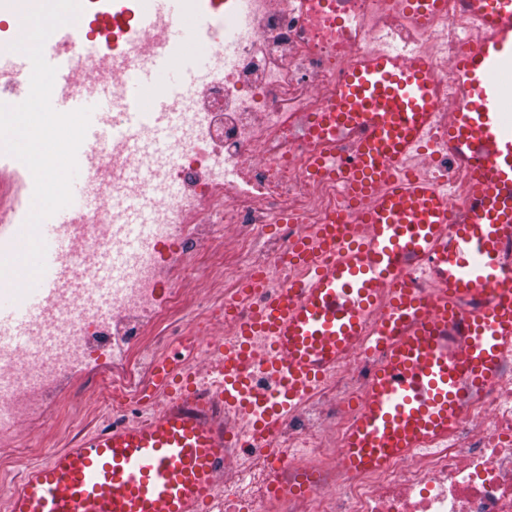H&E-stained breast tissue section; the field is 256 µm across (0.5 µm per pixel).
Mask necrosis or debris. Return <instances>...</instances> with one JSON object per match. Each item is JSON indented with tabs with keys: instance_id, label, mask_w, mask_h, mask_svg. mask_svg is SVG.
Listing matches in <instances>:
<instances>
[{
	"instance_id": "4bbe7bcc",
	"label": "necrosis or debris",
	"mask_w": 512,
	"mask_h": 512,
	"mask_svg": "<svg viewBox=\"0 0 512 512\" xmlns=\"http://www.w3.org/2000/svg\"><path fill=\"white\" fill-rule=\"evenodd\" d=\"M402 2L189 0L191 12L237 22L233 50L224 52L223 36H212L211 79L181 102L163 160L133 184L112 182L114 200L133 194L156 203L134 251L125 250L127 226L117 208L90 212L69 231L72 253L85 265L96 259L85 236L90 224L111 237L113 252L124 253L111 303L64 289L46 312V328L62 338L46 359L31 361L20 348L0 345L1 460L21 461V426L41 423L67 386L101 398L102 411L90 416L95 428L145 420L164 401L158 374L174 346L227 443L210 512H512V356L462 409L447 438L364 472L345 466L341 437L359 413L380 351L350 352L266 433L247 422L279 399L281 382L254 364L239 390L215 362L253 308L297 280L295 240L331 211L355 209L336 183L309 171L318 150L310 129L347 64L392 37L452 80L456 50L471 35L454 0L421 27L399 13ZM89 3L111 22L66 53L78 60L79 78L108 68L122 85L132 62L149 60L164 41L166 27L134 44L124 18L141 0ZM437 121V134L409 168L447 186L456 211L465 186L443 147L447 112Z\"/></svg>"
}]
</instances>
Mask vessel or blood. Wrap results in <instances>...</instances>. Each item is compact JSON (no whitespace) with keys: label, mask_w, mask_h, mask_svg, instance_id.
<instances>
[{"label":"vessel or blood","mask_w":512,"mask_h":512,"mask_svg":"<svg viewBox=\"0 0 512 512\" xmlns=\"http://www.w3.org/2000/svg\"><path fill=\"white\" fill-rule=\"evenodd\" d=\"M457 7L476 36L453 61L455 95L420 55L378 50L357 56L344 70L312 129L324 145L312 170L335 180L361 208L350 217L332 213L298 246L307 256L301 276L254 311L249 327L268 336L271 368H285L288 392L299 396L359 345L368 321L376 322L377 335L388 339L384 363L341 441L345 463L355 471L381 467L446 435L461 407L488 388L503 357L512 354V286L502 284L500 262L503 244L512 240V119L505 114L512 98L506 81L512 74V0H457ZM160 18L167 19V40L175 45L205 44L215 25L208 15L185 23L183 0H149L133 40ZM84 28L81 19L61 26L44 44L45 59L57 69L52 107L92 113L77 152L72 202L38 230L46 244L44 273L22 297L0 294V340L27 335L58 289L85 287L67 259L65 227L111 204L103 149L122 127L131 148L140 149L130 123L142 88L169 79L152 105L151 121L163 135L174 120L175 97L191 94L203 70L200 61L175 67L169 55L158 54L122 86L106 75L81 85L63 49ZM31 69L25 54L0 48V95L25 100L28 89L3 84ZM447 103L453 112L448 152L472 173L461 224L451 221L447 188L405 171ZM340 126L359 131L342 155L329 147ZM409 254L439 284L427 299L410 285L404 268ZM461 298L474 300V307L459 312ZM223 456L224 436L205 406L174 396L150 423L87 435L78 447L31 468L7 512H204Z\"/></svg>","instance_id":"obj_1"}]
</instances>
